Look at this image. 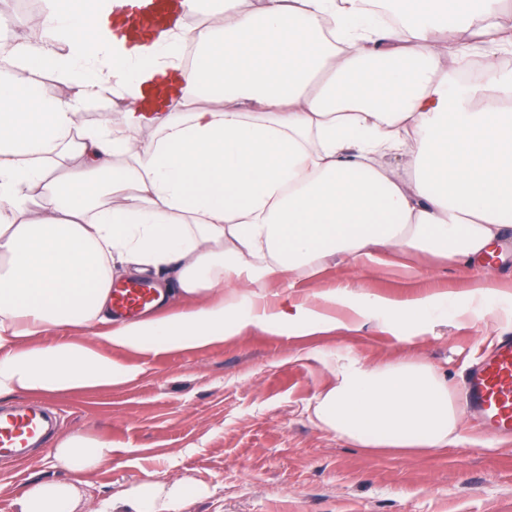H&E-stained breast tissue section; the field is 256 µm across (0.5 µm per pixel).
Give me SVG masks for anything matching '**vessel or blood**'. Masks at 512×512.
<instances>
[{
	"label": "vessel or blood",
	"mask_w": 512,
	"mask_h": 512,
	"mask_svg": "<svg viewBox=\"0 0 512 512\" xmlns=\"http://www.w3.org/2000/svg\"><path fill=\"white\" fill-rule=\"evenodd\" d=\"M181 0H134L127 10L125 32L150 34L162 21L181 17ZM155 298L152 289L131 284L114 289L112 309L124 316L145 308ZM464 389L471 410L494 435L512 436V336L500 339L493 353L465 376ZM49 422L39 406L22 403L0 414V456L23 459L31 443L45 434Z\"/></svg>",
	"instance_id": "b4317fda"
}]
</instances>
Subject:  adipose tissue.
<instances>
[{
  "mask_svg": "<svg viewBox=\"0 0 512 512\" xmlns=\"http://www.w3.org/2000/svg\"><path fill=\"white\" fill-rule=\"evenodd\" d=\"M370 0H255L161 39L130 44L125 0H44V43L0 58V398L131 378L109 348L144 355L249 330L306 336L339 322L332 293L286 309L268 283L316 277L326 260L368 264L428 251L475 271L492 308L487 261L512 228V73L448 83V45L512 49L504 0H405L382 21ZM58 72L71 93L35 81ZM128 101L72 132L101 91ZM152 127L155 139L139 140ZM171 275L165 313L113 322L116 270ZM443 297L393 305L396 331L444 319ZM96 328L99 348L39 344L53 327ZM316 395L322 429L368 451L418 453L459 442L448 386L422 360L383 366L337 355ZM112 461L110 441L58 436L51 462L74 478ZM73 483L36 480L18 512H75Z\"/></svg>",
  "mask_w": 512,
  "mask_h": 512,
  "instance_id": "obj_1",
  "label": "adipose tissue"
}]
</instances>
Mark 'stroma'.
<instances>
[{"label":"stroma","mask_w":512,"mask_h":512,"mask_svg":"<svg viewBox=\"0 0 512 512\" xmlns=\"http://www.w3.org/2000/svg\"><path fill=\"white\" fill-rule=\"evenodd\" d=\"M471 273L418 254L412 269L389 258L375 274L328 261L317 280L270 283L293 305L315 293L373 297L383 308L359 331L295 338L259 331L211 346L144 356L114 348L133 376L112 387L35 394L56 423L23 460L0 458V512H16L30 481L70 480L47 458L58 435L81 431L112 443L109 466L80 478L76 512H133L142 482H181L176 512H512V439H490L465 405L462 380L502 326L485 322ZM444 295L449 320L384 328L388 303ZM349 354L372 365L420 357L448 381L463 442L423 454L367 452L317 427L309 406L332 377L317 361Z\"/></svg>","instance_id":"stroma-1"}]
</instances>
